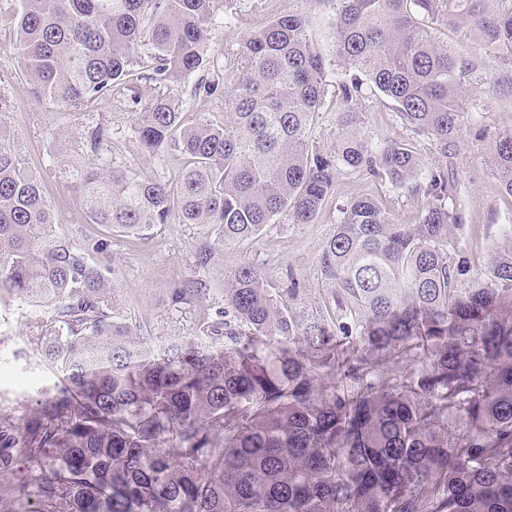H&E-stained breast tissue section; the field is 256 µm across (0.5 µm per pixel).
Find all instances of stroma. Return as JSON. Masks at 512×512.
Masks as SVG:
<instances>
[{"mask_svg": "<svg viewBox=\"0 0 512 512\" xmlns=\"http://www.w3.org/2000/svg\"><path fill=\"white\" fill-rule=\"evenodd\" d=\"M22 0H0V124L4 125L11 146L25 165L37 173L56 219L71 243L81 247L88 240H111L112 265L120 281L119 309L129 322L164 339L193 335L200 306H173L171 290L181 279L196 277V253L210 234L208 226L166 224L153 235L134 239L112 229L89 223L75 183L78 167L86 165L92 153L84 138L88 128L104 132L103 152L112 166L133 175L174 177L182 158L177 154L153 156L142 151L126 124L114 122L117 111H144L158 95L176 103L186 123L199 115L222 122L220 103L213 100L190 101L193 78L165 86L131 80L105 95L72 107L68 116L36 102L29 93L28 81L13 49L16 17ZM297 12L309 20L313 45L329 62L328 81H335L336 30L333 16L336 0H218L211 40L204 49L203 69H211L216 59L233 61L241 40L266 26L274 17ZM364 119L363 130L378 141L405 136L389 102L374 97L357 106ZM379 184L345 171L339 175L336 200L312 224H271L258 237L237 244L226 256L227 264L247 261L273 281H280L285 266H292L302 282L317 288V254L322 240L337 224L340 205L363 193L380 192ZM460 202L464 224L458 231L463 250L482 257L489 239L512 225V200L498 195L479 152L467 151L460 181ZM35 310L17 297L0 294V395L23 403L38 391L52 388L59 379L49 365L27 371L29 323Z\"/></svg>", "mask_w": 512, "mask_h": 512, "instance_id": "35a3bbf8", "label": "stroma"}]
</instances>
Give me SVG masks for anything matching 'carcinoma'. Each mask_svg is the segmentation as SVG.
<instances>
[{
  "label": "carcinoma",
  "mask_w": 512,
  "mask_h": 512,
  "mask_svg": "<svg viewBox=\"0 0 512 512\" xmlns=\"http://www.w3.org/2000/svg\"><path fill=\"white\" fill-rule=\"evenodd\" d=\"M213 3L23 0L14 50L35 100L69 108L125 83L140 53L157 84L196 72ZM335 27L330 152L309 134L327 63L291 13L241 40L233 80L218 65L194 85L223 124L183 129L162 95L113 113L144 152L182 156L173 181L100 156L80 171L93 224L210 226L204 275L171 295L206 308L175 342L117 312L108 240L75 247L0 134V288L51 310L28 343L62 375L23 415L0 411L4 512H512V226L479 265L457 239L466 128L512 199V128L474 120L500 82H471L488 59L512 68V0H336ZM442 28L475 33L478 53L458 56ZM369 96L412 136L366 135L354 106ZM344 168L419 204L417 223L384 195L348 201L318 291L224 265L269 224L314 223Z\"/></svg>",
  "instance_id": "cac0c4a2"
}]
</instances>
